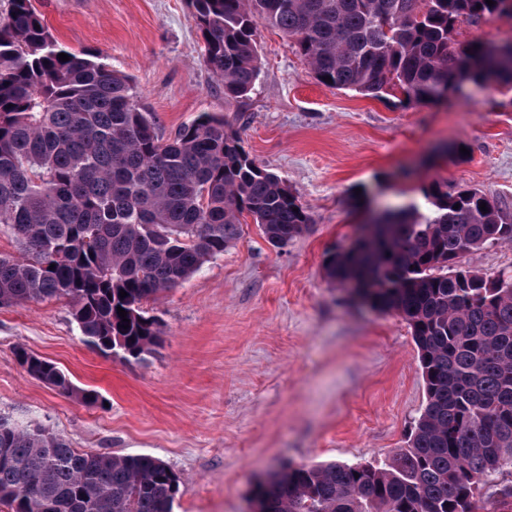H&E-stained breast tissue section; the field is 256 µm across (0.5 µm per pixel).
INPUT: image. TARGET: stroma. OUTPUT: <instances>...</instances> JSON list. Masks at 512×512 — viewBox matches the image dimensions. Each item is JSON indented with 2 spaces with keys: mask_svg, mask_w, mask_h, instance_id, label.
I'll list each match as a JSON object with an SVG mask.
<instances>
[{
  "mask_svg": "<svg viewBox=\"0 0 512 512\" xmlns=\"http://www.w3.org/2000/svg\"><path fill=\"white\" fill-rule=\"evenodd\" d=\"M55 38L131 79L160 133L210 113L306 204L311 223L272 246L251 216L224 254L145 303L160 341L125 360L82 342L66 300L0 308V416L73 447L149 454L180 478L173 512H250L285 462L380 464L426 403L406 322L354 301L324 261L372 213L423 203L433 180L494 195L512 219V87L469 82L416 106L327 87L264 18L260 74L225 96L188 0H32ZM464 146L457 160L442 145ZM98 392L84 403L31 377L15 348Z\"/></svg>",
  "mask_w": 512,
  "mask_h": 512,
  "instance_id": "stroma-1",
  "label": "stroma"
}]
</instances>
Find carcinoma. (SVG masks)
Wrapping results in <instances>:
<instances>
[{"mask_svg": "<svg viewBox=\"0 0 512 512\" xmlns=\"http://www.w3.org/2000/svg\"><path fill=\"white\" fill-rule=\"evenodd\" d=\"M189 4L203 62L228 97L246 95L259 75L257 14L331 88L420 105L452 83L512 85V42L454 40L464 23L512 17V0ZM426 200L428 209H399L385 240L365 241L362 259L338 245L325 262L337 285L411 328L427 397L407 446L381 465L282 464L258 493L257 512H476L482 491L512 512V485L494 484L512 466V272L461 266L474 250L511 243L512 224L482 191L450 194L434 181ZM245 213L275 247L311 223L298 192L258 166L224 118L202 115L163 139L128 76L62 46L31 0H8L0 227L19 255L0 253V307L66 299L87 345L137 360L159 341L143 303L224 254ZM15 356L30 376L97 399L25 348ZM178 488L156 457L80 451L0 416V504L11 512H173Z\"/></svg>", "mask_w": 512, "mask_h": 512, "instance_id": "cac0c4a2", "label": "carcinoma"}]
</instances>
